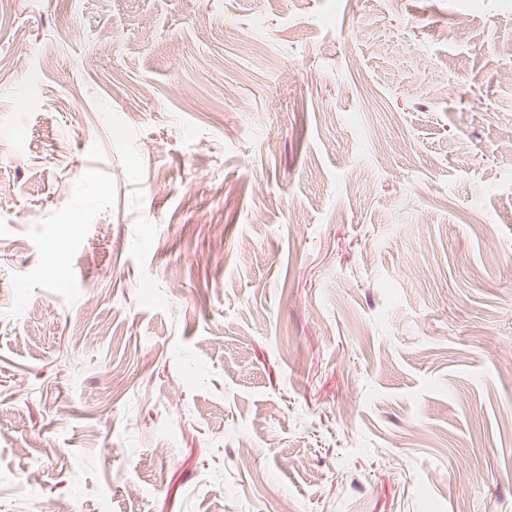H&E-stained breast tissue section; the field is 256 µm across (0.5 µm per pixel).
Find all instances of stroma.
Segmentation results:
<instances>
[{
  "label": "stroma",
  "instance_id": "obj_1",
  "mask_svg": "<svg viewBox=\"0 0 512 512\" xmlns=\"http://www.w3.org/2000/svg\"><path fill=\"white\" fill-rule=\"evenodd\" d=\"M0 512H512V0H0Z\"/></svg>",
  "mask_w": 512,
  "mask_h": 512
}]
</instances>
